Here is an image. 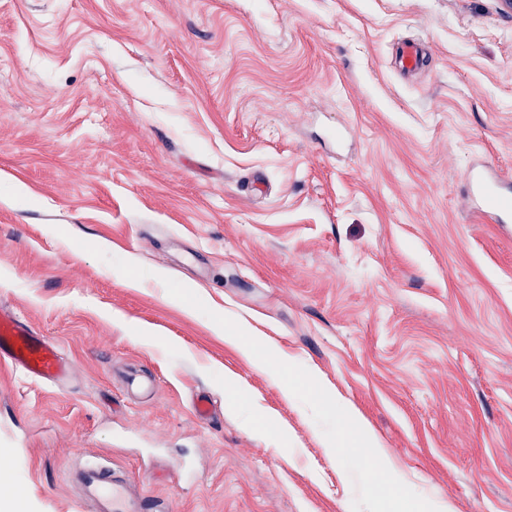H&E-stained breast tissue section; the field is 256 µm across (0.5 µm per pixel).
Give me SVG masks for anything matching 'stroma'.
Masks as SVG:
<instances>
[{"label": "stroma", "instance_id": "stroma-1", "mask_svg": "<svg viewBox=\"0 0 512 512\" xmlns=\"http://www.w3.org/2000/svg\"><path fill=\"white\" fill-rule=\"evenodd\" d=\"M479 163L512 180L503 0H0V305L73 365L0 369V491L78 512L93 456L167 512H512V223L468 205ZM333 414L347 418L351 422V427L356 430L365 448H373L374 456L372 458L373 465L376 468L384 467L391 475L392 483L401 484L403 475L399 470L394 468L388 461L387 454L382 448L381 443L375 432L369 427L364 418L357 409L349 402L336 401V406L332 408Z\"/></svg>", "mask_w": 512, "mask_h": 512}]
</instances>
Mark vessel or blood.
Instances as JSON below:
<instances>
[{
  "instance_id": "vessel-or-blood-1",
  "label": "vessel or blood",
  "mask_w": 512,
  "mask_h": 512,
  "mask_svg": "<svg viewBox=\"0 0 512 512\" xmlns=\"http://www.w3.org/2000/svg\"><path fill=\"white\" fill-rule=\"evenodd\" d=\"M500 178L490 169L471 171L469 199L474 209L494 223L512 215V198L499 188ZM0 367L23 373L40 383H56L72 370L58 346L25 324L13 311L0 307ZM80 497L92 504L95 512H161L159 507L129 498L105 463L95 462L81 474Z\"/></svg>"
}]
</instances>
